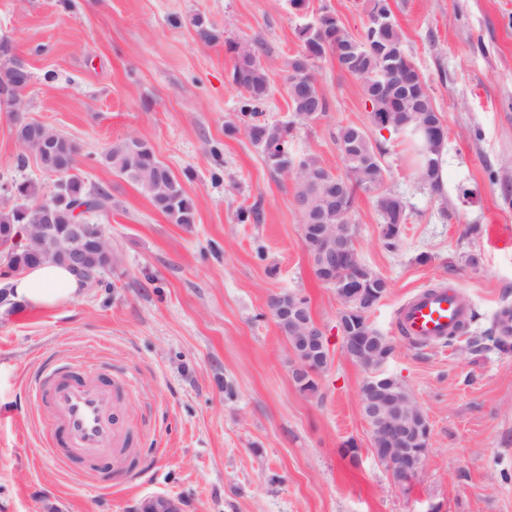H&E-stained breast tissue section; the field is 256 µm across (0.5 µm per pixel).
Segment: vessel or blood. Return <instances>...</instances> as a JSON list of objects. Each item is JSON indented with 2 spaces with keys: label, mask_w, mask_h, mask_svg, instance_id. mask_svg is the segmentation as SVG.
Returning <instances> with one entry per match:
<instances>
[{
  "label": "vessel or blood",
  "mask_w": 512,
  "mask_h": 512,
  "mask_svg": "<svg viewBox=\"0 0 512 512\" xmlns=\"http://www.w3.org/2000/svg\"><path fill=\"white\" fill-rule=\"evenodd\" d=\"M469 319L470 310L459 302L454 289L430 287L399 306L395 327L410 341L428 345L445 340ZM112 386L110 376L91 384L70 367L52 360L46 363L34 380L33 397L55 415L48 447L56 458L89 461L97 471H106L121 440Z\"/></svg>",
  "instance_id": "b4317fda"
}]
</instances>
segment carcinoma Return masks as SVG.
<instances>
[{
  "label": "carcinoma",
  "instance_id": "carcinoma-1",
  "mask_svg": "<svg viewBox=\"0 0 512 512\" xmlns=\"http://www.w3.org/2000/svg\"><path fill=\"white\" fill-rule=\"evenodd\" d=\"M196 36L205 44H213L219 36L215 29L201 16L192 19ZM301 42L300 51L291 56L287 62L286 78L295 74L302 75L308 82L310 94L304 95L295 89V85L286 83L289 106L294 115L305 119L319 120L327 115L330 102L323 94L315 61L328 53V48L336 40H341L353 47L349 63L358 69L357 80L363 81L364 93H369L368 86L378 77L391 55L405 51L403 34L398 25L392 23L378 36L371 25H366L359 36L347 32L331 11L323 12L312 25L297 30ZM5 40H0V88L10 87L16 83V72L12 69L3 53ZM227 51L231 53L234 63L230 73L231 83L241 93L238 123L227 127L234 134L242 132L250 143L256 147L268 167L282 176L291 178L293 196L301 197L309 193L310 186L319 182L330 173L329 168L314 155L298 158L290 147V128L273 124L261 119L269 96V79L267 67L261 59L257 43L227 42ZM417 82L412 87L410 96L403 100L404 108H420L430 113V118L440 121V114L434 103L430 88L420 73L415 75ZM388 121L386 129L404 136L411 143L415 152L417 175L421 182L433 193L437 192L438 181L431 158L432 151L447 136L430 144L424 132L409 123L402 127L394 125L392 112L371 113V123L377 124V117ZM17 120V139L24 152L17 155V166L26 164V154H38L35 143L28 138L30 123L20 116ZM131 139L125 138L112 145L105 156L106 162L117 174L137 186L151 201L152 205L176 224L195 223L197 205L183 189L180 181L170 169L160 162L146 139L140 140V146L133 148ZM336 142L342 154L344 170L350 173L344 184L342 204L355 208L360 196L374 199L376 208L382 217L381 241L388 250L399 246L404 225L409 218L408 205L403 197L385 189L389 169L383 163L385 149L375 143L366 128L356 124L341 125L336 130ZM59 163L55 174L66 183L68 201L55 211V234L65 237L73 228L81 227V234L88 247L87 271L77 273L82 279L89 275L100 276L112 266V247L104 239V226L83 220V215L74 214V208L84 206L86 212L112 208V194L104 186L89 187L78 173V147L69 138L62 137L58 150ZM9 196L14 200L12 207L0 211V242L6 244L18 235V231L28 232L35 225L43 223L40 210L34 199L38 196L36 185L27 179L17 182ZM45 262V258L36 257L24 247L9 252L6 262L8 271L27 269ZM329 356L320 358L312 374L296 382L302 392L315 393L319 387V378L327 369Z\"/></svg>",
  "mask_w": 512,
  "mask_h": 512
}]
</instances>
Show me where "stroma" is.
Here are the masks:
<instances>
[{"label":"stroma","mask_w":512,"mask_h":512,"mask_svg":"<svg viewBox=\"0 0 512 512\" xmlns=\"http://www.w3.org/2000/svg\"><path fill=\"white\" fill-rule=\"evenodd\" d=\"M389 3L448 129L441 198L414 175L401 136L371 126L360 83L335 57L316 63L327 115L301 124L289 108L298 27L326 8L359 33L367 0H309L303 16L290 0H0V37L31 75L23 119L71 138L86 184L112 193L110 210L86 216L112 243L101 284L57 306L0 312V512H141L155 498L180 512H512V351L487 334L512 308V247L488 234L512 229V0ZM198 14L219 42L198 41ZM229 41L261 42L265 118L294 124L295 152L342 170L337 127H368L386 149L388 189L407 202L394 251L372 199L352 215L362 260L390 284L370 316L394 346L387 370L430 425L425 469L405 486L372 453L365 372L343 350L335 288L312 272L290 182L226 132L240 102ZM130 136L146 138L196 201L195 223H172L106 163ZM20 151L12 113L0 112V186L26 178L48 196L57 175L32 158L17 167ZM243 210L258 216L240 221ZM472 252L480 268L466 265ZM434 285L456 288L476 312L477 346H420L397 332L398 305ZM283 291L308 296L327 338L331 363L312 395L294 384L268 307ZM49 357L122 381L129 451L113 458L109 481L46 446L29 388ZM350 440L354 460L341 452Z\"/></svg>","instance_id":"35a3bbf8"}]
</instances>
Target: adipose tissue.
<instances>
[{"label": "adipose tissue", "instance_id": "ef3b65f1", "mask_svg": "<svg viewBox=\"0 0 512 512\" xmlns=\"http://www.w3.org/2000/svg\"><path fill=\"white\" fill-rule=\"evenodd\" d=\"M9 299L35 307H52L76 299L84 284L66 267L45 262L27 268L10 280Z\"/></svg>", "mask_w": 512, "mask_h": 512}]
</instances>
